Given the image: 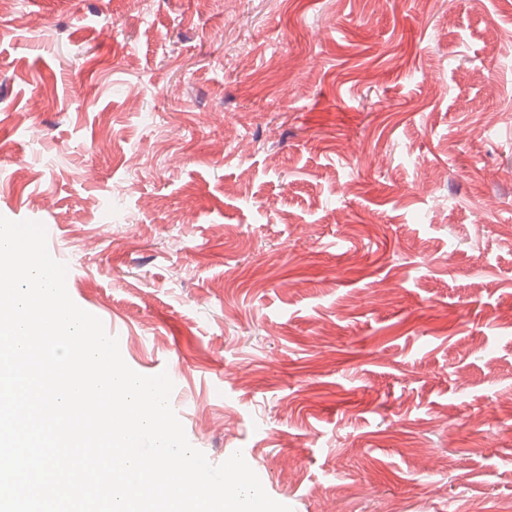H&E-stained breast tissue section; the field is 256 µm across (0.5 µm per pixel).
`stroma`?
I'll list each match as a JSON object with an SVG mask.
<instances>
[{
    "label": "stroma",
    "mask_w": 512,
    "mask_h": 512,
    "mask_svg": "<svg viewBox=\"0 0 512 512\" xmlns=\"http://www.w3.org/2000/svg\"><path fill=\"white\" fill-rule=\"evenodd\" d=\"M0 216L293 512L512 497V0H14Z\"/></svg>",
    "instance_id": "obj_1"
}]
</instances>
